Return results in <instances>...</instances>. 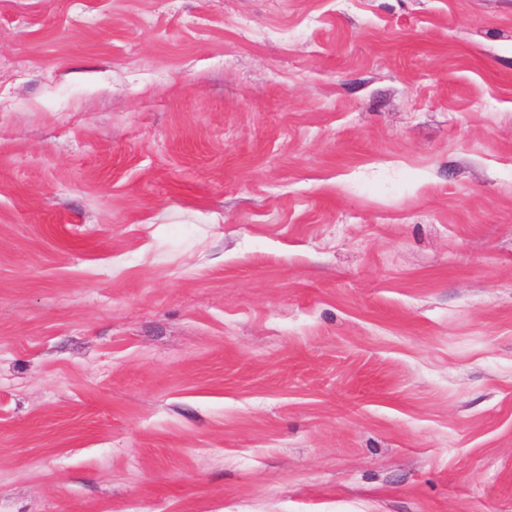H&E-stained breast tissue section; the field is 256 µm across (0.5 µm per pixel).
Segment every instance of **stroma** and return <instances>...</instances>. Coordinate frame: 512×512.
<instances>
[{
  "instance_id": "1",
  "label": "stroma",
  "mask_w": 512,
  "mask_h": 512,
  "mask_svg": "<svg viewBox=\"0 0 512 512\" xmlns=\"http://www.w3.org/2000/svg\"><path fill=\"white\" fill-rule=\"evenodd\" d=\"M0 512H512V0H0Z\"/></svg>"
}]
</instances>
